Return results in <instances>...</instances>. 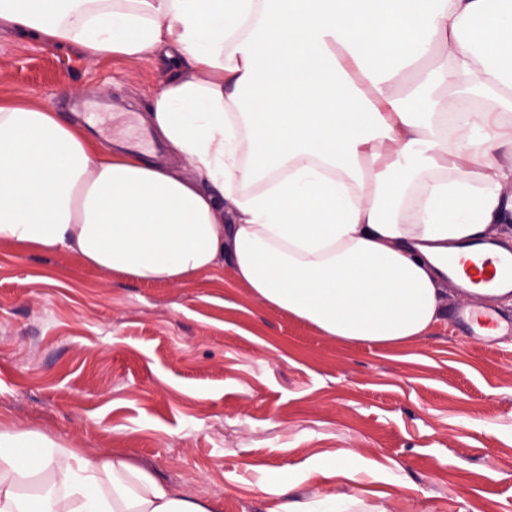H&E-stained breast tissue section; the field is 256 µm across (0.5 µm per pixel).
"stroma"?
<instances>
[{
    "mask_svg": "<svg viewBox=\"0 0 512 512\" xmlns=\"http://www.w3.org/2000/svg\"><path fill=\"white\" fill-rule=\"evenodd\" d=\"M154 57L89 58L0 31V95L34 97L98 142L191 167L149 123ZM443 322L396 347L346 343L270 307L220 267L181 283L0 243V430L120 448L223 512L333 498L349 512H512V335ZM354 454L353 471L323 462ZM275 484L276 494L258 492Z\"/></svg>",
    "mask_w": 512,
    "mask_h": 512,
    "instance_id": "obj_1",
    "label": "stroma"
}]
</instances>
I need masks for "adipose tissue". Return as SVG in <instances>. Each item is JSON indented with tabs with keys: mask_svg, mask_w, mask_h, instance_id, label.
Listing matches in <instances>:
<instances>
[{
	"mask_svg": "<svg viewBox=\"0 0 512 512\" xmlns=\"http://www.w3.org/2000/svg\"><path fill=\"white\" fill-rule=\"evenodd\" d=\"M1 29L168 63L150 117L195 178L0 97V242L147 281L226 265L321 335L398 345L512 218V0H0ZM0 512L220 507L1 430Z\"/></svg>",
	"mask_w": 512,
	"mask_h": 512,
	"instance_id": "ef3b65f1",
	"label": "adipose tissue"
}]
</instances>
